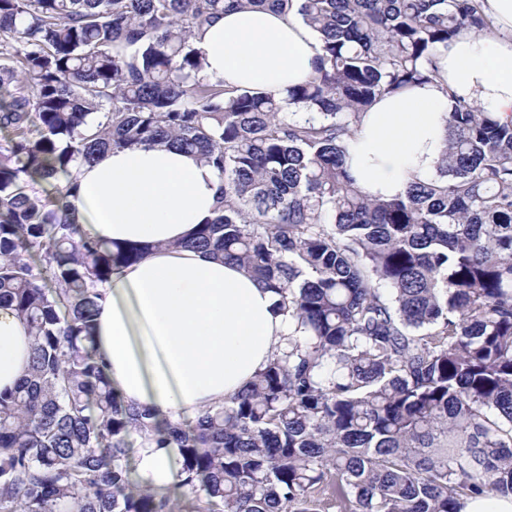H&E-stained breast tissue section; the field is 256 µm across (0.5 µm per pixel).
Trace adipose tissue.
I'll return each instance as SVG.
<instances>
[{"label": "adipose tissue", "mask_w": 512, "mask_h": 512, "mask_svg": "<svg viewBox=\"0 0 512 512\" xmlns=\"http://www.w3.org/2000/svg\"><path fill=\"white\" fill-rule=\"evenodd\" d=\"M491 32L467 29L436 50L432 81L382 96L347 146L349 171L372 198L427 181L446 147L451 96L512 119V0H484ZM193 43L209 76L225 85L285 97L310 77L319 34L295 13L230 10ZM68 203L83 233L145 245L115 271L95 319V350L117 395L158 419L198 418L265 369L290 332L273 292L238 265L184 247L214 216L221 182L195 155L166 146L117 148L81 167ZM32 338L0 304V391L27 374ZM178 451L139 447L135 476L145 488L177 480Z\"/></svg>", "instance_id": "obj_1"}]
</instances>
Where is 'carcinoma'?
<instances>
[{
	"instance_id": "1",
	"label": "carcinoma",
	"mask_w": 512,
	"mask_h": 512,
	"mask_svg": "<svg viewBox=\"0 0 512 512\" xmlns=\"http://www.w3.org/2000/svg\"><path fill=\"white\" fill-rule=\"evenodd\" d=\"M296 12L314 74L273 94L205 74L195 31L228 8ZM491 30L483 0H0V303L33 338L0 394V512H462L512 494V120L453 92L437 174L371 199L346 147L434 51ZM177 145L224 186L183 243L233 261L293 331L196 422L125 404L96 358L112 273L150 246L81 234L75 170ZM66 185L49 192L59 177ZM176 487L132 483L136 445Z\"/></svg>"
}]
</instances>
